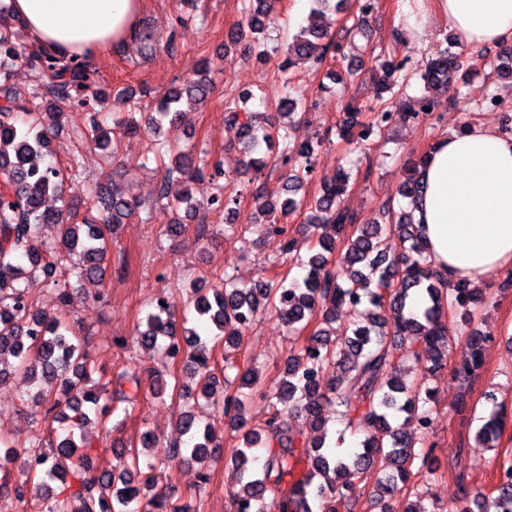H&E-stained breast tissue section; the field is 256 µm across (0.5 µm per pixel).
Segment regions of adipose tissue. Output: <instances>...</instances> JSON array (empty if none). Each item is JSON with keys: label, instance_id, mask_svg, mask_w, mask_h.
I'll return each instance as SVG.
<instances>
[{"label": "adipose tissue", "instance_id": "ef3b65f1", "mask_svg": "<svg viewBox=\"0 0 512 512\" xmlns=\"http://www.w3.org/2000/svg\"><path fill=\"white\" fill-rule=\"evenodd\" d=\"M41 46L95 55L139 32L142 0H9ZM467 46H512V0H432ZM415 217L434 268L477 285L512 269V137L489 126L453 129L435 141Z\"/></svg>", "mask_w": 512, "mask_h": 512}]
</instances>
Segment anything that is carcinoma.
<instances>
[{"instance_id": "1", "label": "carcinoma", "mask_w": 512, "mask_h": 512, "mask_svg": "<svg viewBox=\"0 0 512 512\" xmlns=\"http://www.w3.org/2000/svg\"><path fill=\"white\" fill-rule=\"evenodd\" d=\"M311 2L313 16L343 14L351 8V0ZM375 9L376 0H356L357 23L351 34L367 37L366 21ZM243 13L246 27L255 33L249 52L265 62L268 52L260 34L270 25L267 0H243ZM244 28L230 31L229 41L241 42ZM326 38V30L319 25L301 28L285 44L279 71H289L295 57L322 62L333 47ZM20 63L39 68L51 80L50 99L16 101L9 78ZM460 67L459 56L445 52L428 62L422 80L431 89L446 88ZM212 91L208 70L197 72L181 87L158 96L154 111L145 119L146 127L155 132L164 122L176 121L183 104H200ZM102 95L89 57H66L44 48L36 52L0 27V177L4 179L0 189V374L4 362L12 358L15 368L30 374L36 385H56L54 390L38 391L37 397L46 406L47 418L66 423L65 436L50 449L40 441L0 435V473L8 474L10 465L19 460L34 489L31 497L17 488L8 498L5 480L0 482V502L14 506L15 512H127L132 504L137 512H190L188 507L169 504L156 485L157 473L170 471L186 459L200 465V483L209 482L208 463L219 447L218 437L201 426L194 410L182 411L178 419L183 446L170 445L153 462L159 444L145 433L141 445L146 452H128L97 476L90 473L89 462L98 450L86 435L91 421L102 423L119 411L127 415L148 394L162 399L169 389L183 392L179 379L171 385L154 376L145 387L139 372L125 369L90 386L99 368L89 350V337L74 331L70 315L59 320L35 309L32 295L38 269L50 277L67 265L79 282H102L117 227L140 207L116 185L107 194L108 203L96 223L75 224L71 205L51 208L47 204L50 196L64 197L66 180L78 176L73 167L67 173L60 170L48 150V133L63 125L61 105L79 107ZM439 107L437 96L425 95L405 116ZM390 117L389 106L377 103L370 107L366 121L341 126L340 136L347 137L358 124L363 129L360 139L366 140L385 130ZM227 121L238 126L242 154L238 163L243 167L262 172L274 144L282 146L279 159L286 169V197L262 185L256 188V197L263 201L266 232L285 240L284 262L300 267L304 274L291 280L276 274L242 288L229 278L209 289L195 284L182 288L179 293L190 296L198 320L212 331L202 334L186 327V319L178 318L170 297L162 305L151 306L138 327L137 341L146 349L162 350L174 366L186 365L197 377L195 395L221 405L224 417L241 433V446L232 451L227 476L231 512H356L363 495V475L374 467L385 472L372 492L376 512H421L413 501L420 485L408 482L413 476L428 481L437 467L430 452L415 450L408 429L414 427L424 441L432 433L429 403L434 390L429 376L443 369L453 345L444 321L447 310L461 312L467 326V355L456 375L465 379L482 367L489 335L471 327V306L485 298L480 289L464 281L449 284L432 268L413 213L395 215L384 210L385 224L352 223L341 206L350 172L340 169L324 178L312 205L297 197L314 173L312 142L292 143L286 129L258 127L245 110L229 109ZM140 132V122L128 116L116 117L110 127L91 120V141L114 158L121 137ZM158 159L162 178L157 201L173 214L196 212L191 181L211 169L224 177L232 173L224 161L211 160L206 153L188 147H174ZM425 160L422 154L407 167L402 196L412 203L422 194L420 172ZM307 207L311 209L309 223L335 225L339 240L311 239L303 255L297 240L289 236L288 225L278 223L276 214ZM44 224L57 227L56 242L40 240ZM338 244L342 250L337 255ZM417 294L425 296L420 309L413 305ZM386 306L393 311L391 324L378 314ZM343 307L352 309L355 320L339 330L333 323ZM268 312L276 313L290 332H307L297 352L286 359L277 385L266 389L258 367L242 368L228 354L224 355V379H219L213 362L215 348H238L256 319ZM319 312L323 322L309 328ZM422 352L429 354V366L421 377L412 378L405 374L404 363ZM332 365L341 370V376L327 384L322 375ZM234 382L235 393L225 394L223 386ZM257 392L268 400L270 410L262 429L251 427L245 412V400ZM486 401L492 409L476 438L482 446L495 448L507 426V414L494 395H486ZM326 405L333 408L337 420L364 434L356 450L339 454L329 446L323 417ZM291 413L309 419L317 432L312 441L287 436L285 426ZM495 466L497 482L489 494L472 497L461 490L460 499L473 503L475 509L462 507L458 512H512V457L495 459Z\"/></svg>"}]
</instances>
